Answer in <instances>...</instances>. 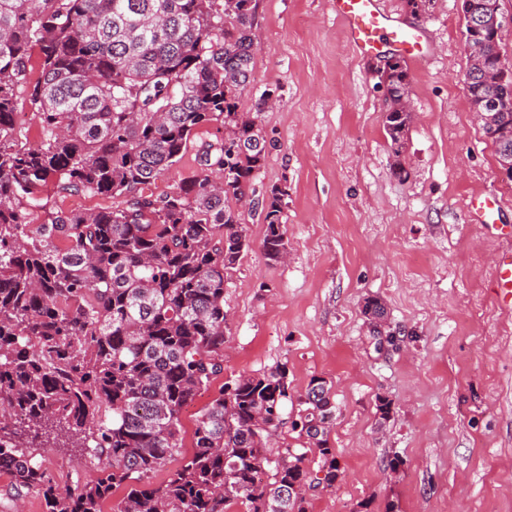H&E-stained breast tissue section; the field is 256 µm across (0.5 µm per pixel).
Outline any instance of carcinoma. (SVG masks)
<instances>
[{
  "label": "carcinoma",
  "mask_w": 512,
  "mask_h": 512,
  "mask_svg": "<svg viewBox=\"0 0 512 512\" xmlns=\"http://www.w3.org/2000/svg\"><path fill=\"white\" fill-rule=\"evenodd\" d=\"M253 0H0V512L26 496L45 512H305L290 487L302 456L271 460L285 425L286 367L223 383L184 449L182 410L224 377V282L248 247L238 205L266 159L258 115L242 112L256 36ZM489 42L472 65L470 103L512 98ZM394 97L409 90L398 59ZM36 121L31 142L21 114ZM197 167L153 191L197 130ZM384 130L400 156L409 130L397 110ZM124 198L121 207L47 210L41 187ZM288 192L261 202L265 257L288 245ZM48 211L33 224L34 210ZM298 418L332 486L341 477L330 434L332 386L313 377ZM78 448L85 464L60 488L38 450ZM167 480L153 475L173 462Z\"/></svg>",
  "instance_id": "carcinoma-1"
}]
</instances>
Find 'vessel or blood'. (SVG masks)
I'll return each mask as SVG.
<instances>
[{
  "instance_id": "b4317fda",
  "label": "vessel or blood",
  "mask_w": 512,
  "mask_h": 512,
  "mask_svg": "<svg viewBox=\"0 0 512 512\" xmlns=\"http://www.w3.org/2000/svg\"><path fill=\"white\" fill-rule=\"evenodd\" d=\"M332 5L350 44L358 53L370 54L385 42L408 60L423 59L421 30L392 23L381 9L379 0H332ZM469 213L474 223H498V200L491 196L480 203L470 204ZM495 293L498 302L512 306V254L497 263Z\"/></svg>"
}]
</instances>
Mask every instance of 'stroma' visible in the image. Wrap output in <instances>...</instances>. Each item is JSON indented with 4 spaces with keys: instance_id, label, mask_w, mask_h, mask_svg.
I'll return each instance as SVG.
<instances>
[{
    "instance_id": "obj_1",
    "label": "stroma",
    "mask_w": 512,
    "mask_h": 512,
    "mask_svg": "<svg viewBox=\"0 0 512 512\" xmlns=\"http://www.w3.org/2000/svg\"><path fill=\"white\" fill-rule=\"evenodd\" d=\"M253 5L254 69L239 100L259 109L267 154L252 197L287 188L288 259L265 257L261 213L243 208L249 246L224 284L225 378L284 364L292 398L312 377L332 384L342 477L311 485L307 512H512V308L494 290L512 239L467 213L493 193L512 225V182L471 112L457 0H428L418 18L406 0L381 2L428 45L408 66L403 181L376 71L392 49L358 56L331 0ZM267 92L276 103L258 108ZM372 297L387 311L380 338L362 312Z\"/></svg>"
}]
</instances>
